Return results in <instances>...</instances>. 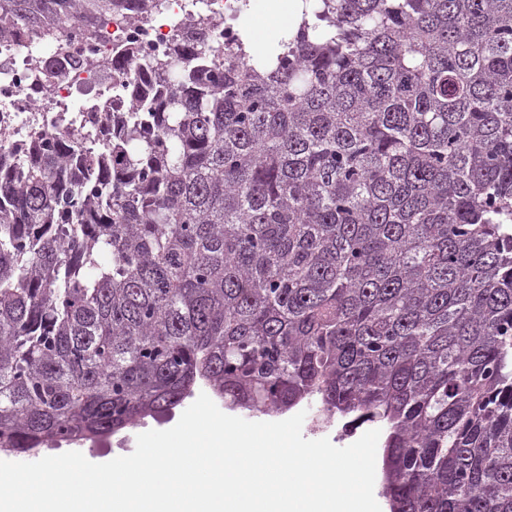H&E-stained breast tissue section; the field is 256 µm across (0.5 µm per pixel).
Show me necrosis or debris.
<instances>
[{
	"label": "necrosis or debris",
	"mask_w": 512,
	"mask_h": 512,
	"mask_svg": "<svg viewBox=\"0 0 512 512\" xmlns=\"http://www.w3.org/2000/svg\"><path fill=\"white\" fill-rule=\"evenodd\" d=\"M166 2L161 14L123 10L90 23L64 17L48 41L21 31L0 37V165H13L35 130L62 127L80 148H102L134 105L151 103L159 83L133 85L115 75L113 54L132 48L143 60L169 58L192 19L201 24V42L216 49L234 44L237 0Z\"/></svg>",
	"instance_id": "obj_1"
}]
</instances>
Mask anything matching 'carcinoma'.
Returning a JSON list of instances; mask_svg holds the SVG:
<instances>
[{"instance_id":"cac0c4a2","label":"carcinoma","mask_w":512,"mask_h":512,"mask_svg":"<svg viewBox=\"0 0 512 512\" xmlns=\"http://www.w3.org/2000/svg\"><path fill=\"white\" fill-rule=\"evenodd\" d=\"M123 0H0V35ZM274 54L171 90L84 166L0 169V453L98 442L208 386L382 423L389 512H512V0H302Z\"/></svg>"}]
</instances>
